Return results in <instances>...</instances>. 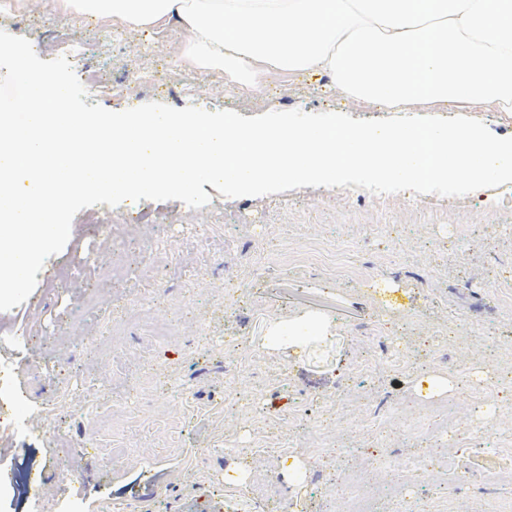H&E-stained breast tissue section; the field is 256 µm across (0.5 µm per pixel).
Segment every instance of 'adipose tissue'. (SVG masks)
Here are the masks:
<instances>
[{"label":"adipose tissue","mask_w":512,"mask_h":512,"mask_svg":"<svg viewBox=\"0 0 512 512\" xmlns=\"http://www.w3.org/2000/svg\"><path fill=\"white\" fill-rule=\"evenodd\" d=\"M60 11L118 30L172 29L196 68L262 94L270 76L327 77L358 104L417 107L451 120L323 126L293 116L264 126L200 111H67L70 89L20 68L0 94V296L18 288L78 194L188 193L206 179L335 187L512 182V134L460 123L459 112L512 118V0H58Z\"/></svg>","instance_id":"adipose-tissue-1"}]
</instances>
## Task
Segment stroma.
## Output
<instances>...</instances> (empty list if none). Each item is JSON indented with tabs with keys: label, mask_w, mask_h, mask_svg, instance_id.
I'll list each match as a JSON object with an SVG mask.
<instances>
[{
	"label": "stroma",
	"mask_w": 512,
	"mask_h": 512,
	"mask_svg": "<svg viewBox=\"0 0 512 512\" xmlns=\"http://www.w3.org/2000/svg\"><path fill=\"white\" fill-rule=\"evenodd\" d=\"M183 49L173 31L107 38L104 23L55 0L0 7V91L19 67L48 71L69 86L72 112L203 106L241 125L282 112L348 125L439 118L362 109L310 75L241 97L223 72L183 65ZM88 72L105 89L88 90ZM106 211L149 218L127 227L138 264L104 294L108 313L168 323L165 342L137 321L94 347L52 335L59 321L96 329L88 302L112 251L106 225L87 218ZM58 221L67 235L0 297L15 327L0 339V370L26 406L23 422L0 426V470L12 474L0 512L60 501L79 512H336L339 441L386 482L376 512H512V483L488 478L512 468V184L353 177L241 193L208 180L188 194H83ZM316 241L344 249L347 274L313 259ZM157 249L167 261L143 280ZM64 264L75 275L47 292L44 275ZM300 318L327 330L270 346L274 324ZM425 374L455 386L454 428L435 443L400 437L388 416L414 402ZM111 446L125 452L116 467L98 454ZM234 460L247 479L228 471Z\"/></svg>",
	"instance_id": "35a3bbf8"
}]
</instances>
